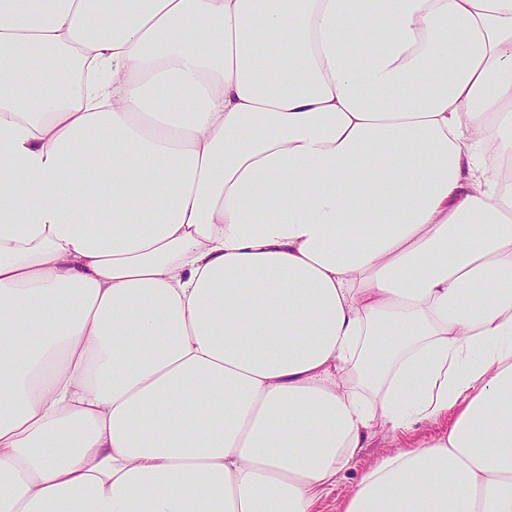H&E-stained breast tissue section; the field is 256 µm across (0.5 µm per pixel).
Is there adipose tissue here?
Wrapping results in <instances>:
<instances>
[{
    "instance_id": "ef3b65f1",
    "label": "adipose tissue",
    "mask_w": 512,
    "mask_h": 512,
    "mask_svg": "<svg viewBox=\"0 0 512 512\" xmlns=\"http://www.w3.org/2000/svg\"><path fill=\"white\" fill-rule=\"evenodd\" d=\"M512 0H0V512H512ZM448 420L444 419L436 424L426 423L420 426L413 434L412 439L394 437L382 432L376 433L367 441V448L363 449L355 466L346 472L336 483V488L320 501L319 512H342L343 502L352 488V484L364 470L376 463L383 455L401 450V447L408 445V442L432 436L437 430L447 427Z\"/></svg>"
}]
</instances>
